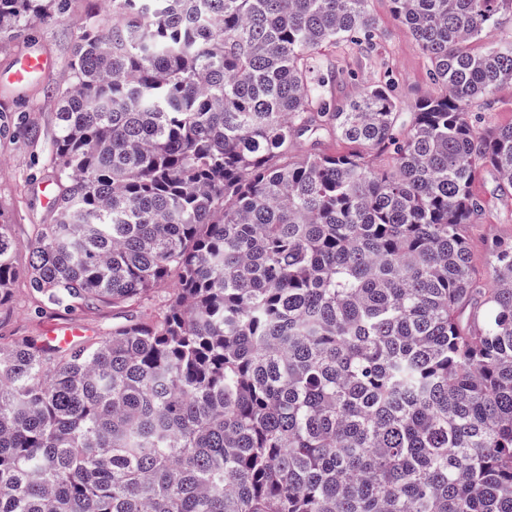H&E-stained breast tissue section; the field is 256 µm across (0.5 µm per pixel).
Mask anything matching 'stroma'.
I'll return each mask as SVG.
<instances>
[{"instance_id":"35a3bbf8","label":"stroma","mask_w":512,"mask_h":512,"mask_svg":"<svg viewBox=\"0 0 512 512\" xmlns=\"http://www.w3.org/2000/svg\"><path fill=\"white\" fill-rule=\"evenodd\" d=\"M99 6L100 0H68L54 20L30 29L19 40L0 43V71L10 68L15 55L32 48L54 60L53 69L36 80L0 88V224L11 227L19 244L16 262L21 268L29 260L27 243L37 225L47 223L49 217L38 186L52 178L48 151L55 134L57 100L70 80L77 37L90 14H98L101 26L112 22L111 13L100 11ZM371 12L382 33L377 49L348 57L351 76L338 78L329 91L342 101L387 76L395 85L400 111H413L419 100L435 90L427 63L409 32L394 18L391 0H372ZM473 190L483 199L485 210L475 223L465 225L464 235L474 267L488 281L492 278L493 246L512 243V199L500 195L497 179L490 172L479 177ZM169 298L170 290L163 286L138 302L64 312L42 307L38 295L20 278L12 286L8 303L0 307V337L40 336L49 326L71 322L84 324L92 336H108L113 326L161 314Z\"/></svg>"}]
</instances>
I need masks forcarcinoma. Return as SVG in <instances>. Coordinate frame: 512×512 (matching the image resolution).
<instances>
[{
	"label": "carcinoma",
	"instance_id": "cac0c4a2",
	"mask_svg": "<svg viewBox=\"0 0 512 512\" xmlns=\"http://www.w3.org/2000/svg\"><path fill=\"white\" fill-rule=\"evenodd\" d=\"M65 2L0 0V40ZM370 2L89 17L29 287L88 308L178 283L109 336L0 344V512H512V244L488 287L463 235L482 171L512 196V126L475 119L512 39L471 49L512 0H391L436 87L400 135L392 84L338 103L317 68L376 44ZM18 248L0 224V305Z\"/></svg>",
	"mask_w": 512,
	"mask_h": 512
}]
</instances>
